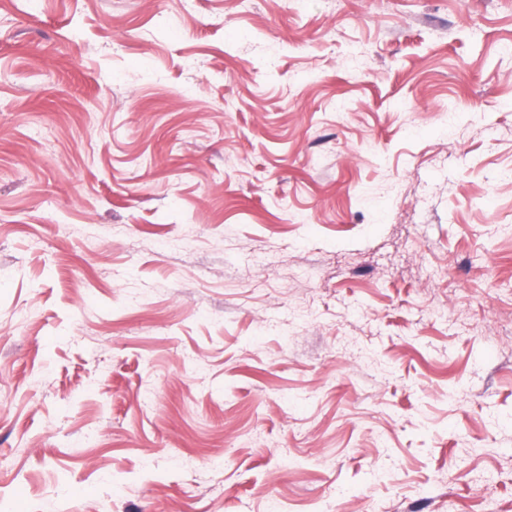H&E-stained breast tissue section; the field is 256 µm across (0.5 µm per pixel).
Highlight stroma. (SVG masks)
<instances>
[{
  "instance_id": "1",
  "label": "stroma",
  "mask_w": 512,
  "mask_h": 512,
  "mask_svg": "<svg viewBox=\"0 0 512 512\" xmlns=\"http://www.w3.org/2000/svg\"><path fill=\"white\" fill-rule=\"evenodd\" d=\"M512 0H0V512H512Z\"/></svg>"
}]
</instances>
